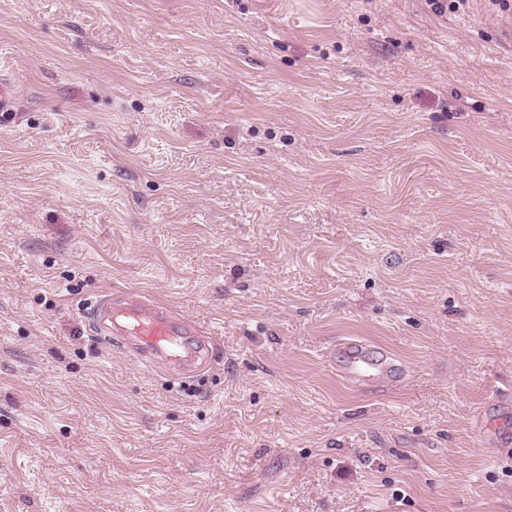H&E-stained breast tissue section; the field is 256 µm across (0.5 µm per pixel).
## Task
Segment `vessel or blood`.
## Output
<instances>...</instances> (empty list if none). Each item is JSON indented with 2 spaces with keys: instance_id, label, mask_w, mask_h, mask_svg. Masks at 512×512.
Returning a JSON list of instances; mask_svg holds the SVG:
<instances>
[{
  "instance_id": "vessel-or-blood-1",
  "label": "vessel or blood",
  "mask_w": 512,
  "mask_h": 512,
  "mask_svg": "<svg viewBox=\"0 0 512 512\" xmlns=\"http://www.w3.org/2000/svg\"><path fill=\"white\" fill-rule=\"evenodd\" d=\"M99 331L119 342L147 364H178L190 371L206 363L207 339L188 321L159 303L137 300L99 301L92 311ZM341 377L351 386H387L402 382L404 371L388 362L383 350L363 340L346 339L336 346Z\"/></svg>"
}]
</instances>
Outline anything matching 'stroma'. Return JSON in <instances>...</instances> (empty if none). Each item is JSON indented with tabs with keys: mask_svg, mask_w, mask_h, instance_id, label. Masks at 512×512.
<instances>
[{
	"mask_svg": "<svg viewBox=\"0 0 512 512\" xmlns=\"http://www.w3.org/2000/svg\"><path fill=\"white\" fill-rule=\"evenodd\" d=\"M0 74V512H512V4L0 0ZM92 316L102 334L144 363H177L184 371H192L208 360L202 332L162 304L143 299L112 302L108 297L94 306ZM332 355L343 359L340 376L351 386H387L405 379L404 371L388 362L380 347L364 340H343Z\"/></svg>",
	"mask_w": 512,
	"mask_h": 512,
	"instance_id": "35a3bbf8",
	"label": "stroma"
}]
</instances>
